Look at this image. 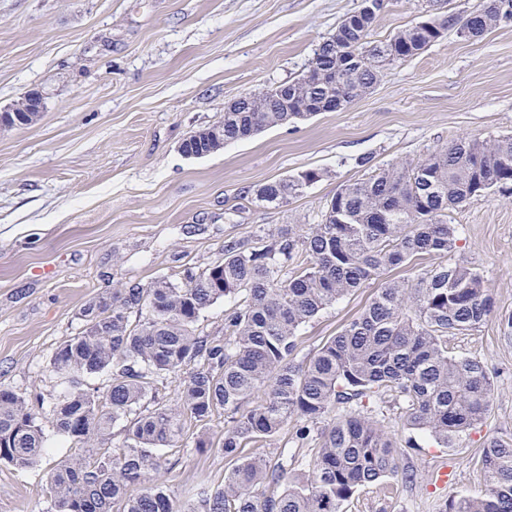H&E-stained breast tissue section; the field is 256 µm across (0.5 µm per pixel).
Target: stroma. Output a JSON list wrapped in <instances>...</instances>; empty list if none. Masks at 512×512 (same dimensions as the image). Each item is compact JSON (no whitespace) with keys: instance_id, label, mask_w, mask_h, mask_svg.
<instances>
[{"instance_id":"1","label":"stroma","mask_w":512,"mask_h":512,"mask_svg":"<svg viewBox=\"0 0 512 512\" xmlns=\"http://www.w3.org/2000/svg\"><path fill=\"white\" fill-rule=\"evenodd\" d=\"M484 0H389L382 39L432 14L482 8ZM361 0H0V109L30 89L45 108L24 128L0 129V386L40 395L48 416L64 383L50 371L56 348L82 329L81 311L126 281L181 282L282 224L320 223L359 166L419 160L460 137L512 134V25L464 40L448 31L416 57L389 66L364 96L337 112L266 129L210 156H183L193 130L224 121L236 98L297 79L314 49ZM305 170L317 182L280 208L255 206L258 185ZM458 253L479 269L495 317L449 337L457 356L482 361L493 383L486 420L451 448L433 447L393 406L371 415L397 445L408 484L361 487L347 512H445L484 489L478 471L488 436L512 441V343L499 316L512 314V196L491 193L450 210ZM371 281L322 310L298 332L314 353L373 296ZM213 448L192 439L163 449L156 477L182 508L192 489L223 487L232 467L217 445L224 415L206 425ZM246 448L304 472L315 450L291 443ZM37 466L0 464V512H47L45 474L72 444L48 433ZM447 465L438 487L432 472Z\"/></svg>"}]
</instances>
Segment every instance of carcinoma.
I'll return each mask as SVG.
<instances>
[{
	"label": "carcinoma",
	"instance_id": "carcinoma-1",
	"mask_svg": "<svg viewBox=\"0 0 512 512\" xmlns=\"http://www.w3.org/2000/svg\"><path fill=\"white\" fill-rule=\"evenodd\" d=\"M382 12L344 17L315 48L309 63L325 73L286 83L288 96L254 94L224 124L185 150L209 156L230 142L314 116L312 103L342 109L366 94L387 66L422 53L439 36L418 26L371 39ZM460 38L512 24V0H486L453 16ZM320 179L306 170L259 185L253 202L278 207ZM512 194V135L470 136L418 161L385 165L363 181L341 184L324 220L305 230L282 224L252 243H224L222 258L179 285L162 278L125 282L89 301L78 335L62 343L50 371L66 380L50 423L76 452L46 474L53 512H180L152 477L161 448H175L186 424L224 410L221 452L234 462L224 486L196 489L191 512H344L356 490L413 472L399 470V450L364 401L390 403L406 424L441 448L453 447L490 409L492 382L483 363L448 353V337L472 330L494 314L485 281L456 257L457 230L448 210L491 192ZM431 264L412 280L389 279L366 308L313 355L296 360L297 332L326 307L417 257ZM241 297L224 319V338L195 332L209 306ZM142 319L133 322L132 315ZM111 373L104 388L85 378ZM179 380L178 402L158 398L159 379ZM27 400L0 387V463L35 466L45 448L43 422ZM322 428L308 475L242 450L274 440L293 421L292 440H313V425L336 405ZM121 426L123 439L112 443ZM480 496L462 495L448 512H512V443L485 441ZM143 486L132 496L129 488Z\"/></svg>",
	"mask_w": 512,
	"mask_h": 512
}]
</instances>
